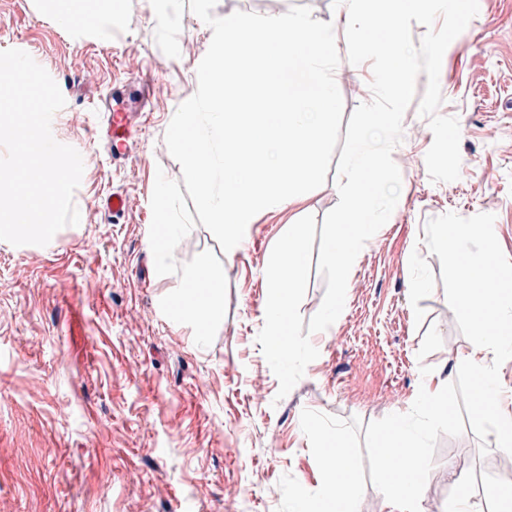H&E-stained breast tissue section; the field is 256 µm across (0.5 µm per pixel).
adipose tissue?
Returning <instances> with one entry per match:
<instances>
[{"label": "adipose tissue", "mask_w": 512, "mask_h": 512, "mask_svg": "<svg viewBox=\"0 0 512 512\" xmlns=\"http://www.w3.org/2000/svg\"><path fill=\"white\" fill-rule=\"evenodd\" d=\"M53 9L60 22L66 24L86 22L103 16L105 23H119L123 13L119 10H101L99 0H52ZM223 282V273L207 258H199L188 278L185 290L169 302L170 308L195 316L199 333H206L210 323L222 317L215 298ZM328 485L320 504H313L309 512H356V498L351 492L353 478L347 466L336 457L323 459Z\"/></svg>", "instance_id": "ef3b65f1"}]
</instances>
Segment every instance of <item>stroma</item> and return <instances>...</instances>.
<instances>
[{
    "label": "stroma",
    "instance_id": "stroma-1",
    "mask_svg": "<svg viewBox=\"0 0 512 512\" xmlns=\"http://www.w3.org/2000/svg\"><path fill=\"white\" fill-rule=\"evenodd\" d=\"M296 5L338 20L336 0H218L213 13L276 16ZM121 7L123 27L98 21L76 32L47 0H0V50L27 52L56 81L66 104L52 133L84 162L73 196L78 225L45 246L0 241V512H299L298 497L317 503L324 495V433L356 461L358 512H393L371 482L366 428L409 410L428 378L453 381L456 356L471 347L443 283L411 306L410 255L428 220L491 213L512 260V0H479L443 55L438 113L459 121V179L431 181L433 135L410 105L392 151L399 201L356 258L341 315L311 334L318 357L283 398L257 341L266 267L293 219L323 221L338 203V172L329 168L296 205L259 212L238 248L223 251L164 142L176 109L197 90L210 34L189 0H171L161 23L150 0ZM338 53L347 121L373 98L372 67L352 65L346 46ZM132 77L149 85L150 98L126 161L116 164L83 115ZM161 177L171 186L166 198ZM115 193L130 203L116 218L100 208ZM164 215L191 243L171 258L151 241ZM202 255L224 270V315L204 337L194 320L163 306ZM460 470L480 503L490 487L512 483L496 449L481 452L472 429L443 435L421 512H446L450 475Z\"/></svg>",
    "mask_w": 512,
    "mask_h": 512
}]
</instances>
